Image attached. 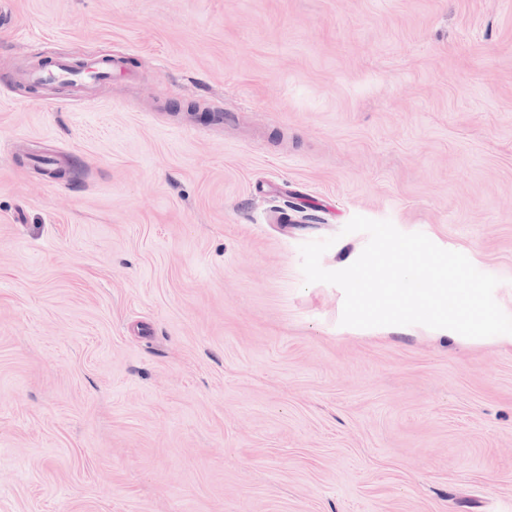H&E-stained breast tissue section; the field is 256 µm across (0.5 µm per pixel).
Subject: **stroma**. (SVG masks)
Listing matches in <instances>:
<instances>
[{
    "instance_id": "35a3bbf8",
    "label": "stroma",
    "mask_w": 512,
    "mask_h": 512,
    "mask_svg": "<svg viewBox=\"0 0 512 512\" xmlns=\"http://www.w3.org/2000/svg\"><path fill=\"white\" fill-rule=\"evenodd\" d=\"M356 215L512 315V0H0V512H512V341L342 326ZM27 76L36 82L68 84L76 91L83 93L86 100H90L86 90L90 84L112 77V62L93 59L81 69H75L70 62L58 59L44 68L28 72Z\"/></svg>"
}]
</instances>
